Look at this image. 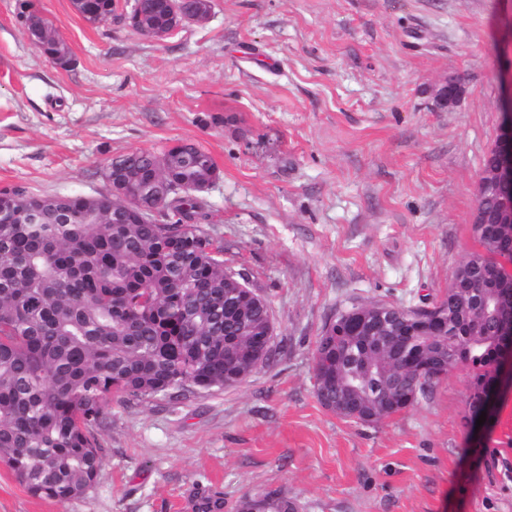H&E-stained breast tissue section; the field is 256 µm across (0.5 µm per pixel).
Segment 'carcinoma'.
<instances>
[{
  "label": "carcinoma",
  "mask_w": 512,
  "mask_h": 512,
  "mask_svg": "<svg viewBox=\"0 0 512 512\" xmlns=\"http://www.w3.org/2000/svg\"><path fill=\"white\" fill-rule=\"evenodd\" d=\"M114 0L81 10L112 18ZM217 174L204 149L180 143L157 155L135 150L106 168L124 192L59 197L62 217H40L43 196L0 191V464L34 497L61 504L84 495L101 468L97 430L109 399L147 400L187 384L236 386L255 370L269 329L265 299L224 269V246L195 187ZM166 197L156 214L132 205ZM34 220H11L17 201ZM482 250L452 278L459 287L419 332L411 310L398 325L375 319L370 302L327 321L316 378L342 417L377 424L412 406L443 372L472 369L468 407L480 415L494 390L495 363L512 326V224H475ZM266 493L242 512H290Z\"/></svg>",
  "instance_id": "carcinoma-1"
}]
</instances>
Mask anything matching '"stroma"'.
Here are the masks:
<instances>
[{"label":"stroma","instance_id":"35a3bbf8","mask_svg":"<svg viewBox=\"0 0 512 512\" xmlns=\"http://www.w3.org/2000/svg\"><path fill=\"white\" fill-rule=\"evenodd\" d=\"M31 2L70 48L30 41ZM88 24L72 0H0V190L109 192L117 156L196 144L218 177L203 228L269 305V360L243 383L112 400L83 496H31L0 465V512H224L274 492L297 512H512V383L474 426L459 369L378 424L316 396L326 321L368 302L433 306L478 244L483 161L512 94V0H210L157 41L133 0ZM453 107L439 104L448 80Z\"/></svg>","mask_w":512,"mask_h":512}]
</instances>
